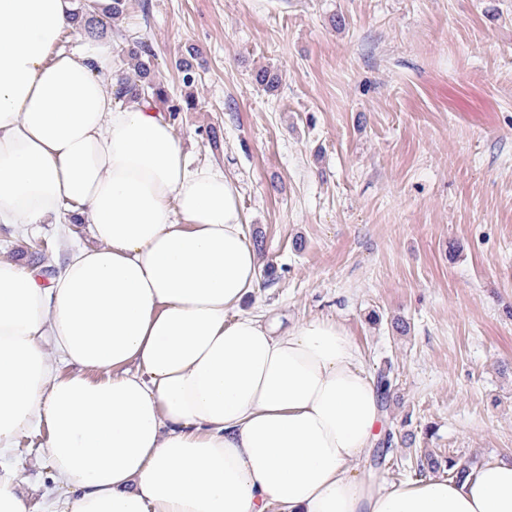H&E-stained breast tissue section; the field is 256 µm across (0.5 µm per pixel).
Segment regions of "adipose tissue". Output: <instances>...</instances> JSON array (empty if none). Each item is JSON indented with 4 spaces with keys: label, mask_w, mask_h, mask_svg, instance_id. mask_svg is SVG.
I'll use <instances>...</instances> for the list:
<instances>
[{
    "label": "adipose tissue",
    "mask_w": 512,
    "mask_h": 512,
    "mask_svg": "<svg viewBox=\"0 0 512 512\" xmlns=\"http://www.w3.org/2000/svg\"><path fill=\"white\" fill-rule=\"evenodd\" d=\"M72 12L0 0V223L74 212L98 242L47 284L0 261V449L45 426L66 512H512V460L360 470L383 413L359 347L333 319L240 313L259 264L235 184L151 102L118 104L106 44L57 52Z\"/></svg>",
    "instance_id": "ef3b65f1"
}]
</instances>
